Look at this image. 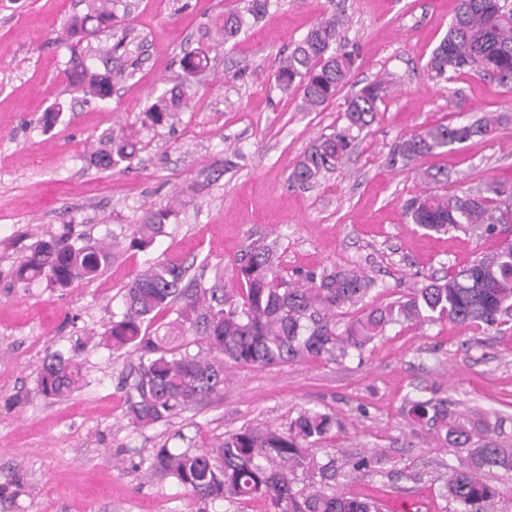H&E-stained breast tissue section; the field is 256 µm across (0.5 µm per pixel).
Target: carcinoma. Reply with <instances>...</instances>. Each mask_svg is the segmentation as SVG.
<instances>
[{"label":"carcinoma","mask_w":512,"mask_h":512,"mask_svg":"<svg viewBox=\"0 0 512 512\" xmlns=\"http://www.w3.org/2000/svg\"><path fill=\"white\" fill-rule=\"evenodd\" d=\"M83 12L66 24L60 41L69 52L66 76L72 92L86 99L106 100L112 81L125 76L119 69L92 70L89 43L114 27L112 0H82ZM269 0H247L245 11L227 10L215 17L214 33L234 40L245 16H265ZM343 19L337 13L314 24L288 54L279 59L276 87L300 96L302 109L315 112L336 95L352 72L357 48L343 41ZM182 80L164 90L145 112L153 124L173 123L190 97V79L210 68L208 51L200 47L181 59ZM425 72L429 80L446 82L475 75L512 88V0H455L448 32L431 52ZM380 78L345 103L342 123L316 137L289 175V183L310 187L325 174L340 169L362 133L373 123L383 85ZM506 116L487 113L474 120L428 126L392 147L387 163L408 170L419 158L448 146L496 135ZM138 142L112 131L90 151L88 163L100 169L128 166ZM407 221L435 233L450 230L491 235L498 224H512V186L500 181L476 190L446 195L426 189L405 208ZM176 215V205L150 204L141 216L129 247L151 246ZM120 243L108 238L67 237L38 240L30 255L12 272L15 284L45 282L67 288L91 280L111 263ZM184 269L156 260L130 282L123 295L119 319L101 333L106 344L131 347L138 362L125 384V417L135 428L166 423L184 409L224 388V365L277 366L307 358L345 356L362 351L386 327L395 323H434L460 326L502 324L512 313V244L476 258L468 266L441 278L429 277L397 300L377 307L336 331V315L356 307L375 286L357 268L310 270L287 280L279 270L275 241L253 247L237 267L239 287L230 291L183 284ZM175 307L176 317L155 325L157 314ZM194 336L206 348L190 352ZM82 380L75 357L54 352L47 356L38 379L39 392L55 400L69 397ZM409 413L444 433L454 448H467L466 464L454 469L444 495L460 506L457 512H494L495 485L484 480L491 468L512 472V448L489 439L499 422L484 414L456 415L443 400H413ZM334 418L313 409L300 411L285 429L241 428L208 448L176 453L163 444L155 449L153 468L204 502L230 505L264 499L270 512H381L372 500L350 497L315 481L335 478L320 466L315 448Z\"/></svg>","instance_id":"cac0c4a2"}]
</instances>
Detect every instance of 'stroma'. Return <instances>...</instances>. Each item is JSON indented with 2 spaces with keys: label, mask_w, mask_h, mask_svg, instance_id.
<instances>
[{
  "label": "stroma",
  "mask_w": 512,
  "mask_h": 512,
  "mask_svg": "<svg viewBox=\"0 0 512 512\" xmlns=\"http://www.w3.org/2000/svg\"><path fill=\"white\" fill-rule=\"evenodd\" d=\"M243 6L116 0L128 33L121 61L135 70L114 84L109 100L85 102L68 91L69 54L57 40L82 12L81 0H0V512H268L262 500H196L154 472V450L206 447L248 426L284 428L304 408L336 417L316 455L335 463L337 490L394 512L416 498L422 512H456L444 483L467 454L409 416L410 400L499 414L495 439L512 447V317L494 328L393 324L362 352L333 361L231 365L223 391L167 423L129 426L120 381L137 356L98 345L95 335L121 313L124 290L146 260L181 264L206 286L231 289L242 254L275 240L285 277L367 271L376 282L364 301L369 308L512 240V224L492 236L409 224L404 203L424 186L386 164L395 142L425 126L512 114L511 90L472 75L427 79L425 64L448 31L454 0H269L267 17L236 41L208 38L211 16ZM332 11L359 47L356 67L323 110L303 112L273 74L280 54ZM200 45L210 75L195 83L176 123L146 125L151 98L182 78L183 54ZM382 76L376 119L345 165L314 187L291 185L288 175L310 142L336 126L348 98ZM59 105V120L45 125V112ZM108 131L139 140L129 168L88 165V150ZM417 165L447 168L450 194L493 179L512 183V124ZM174 195L182 206L149 250H121L101 275L65 289L12 283V268L38 239L127 238L148 204ZM80 338L83 385L65 400L45 398L37 389L44 357L70 351ZM363 458L370 467H358Z\"/></svg>",
  "instance_id": "1"
}]
</instances>
